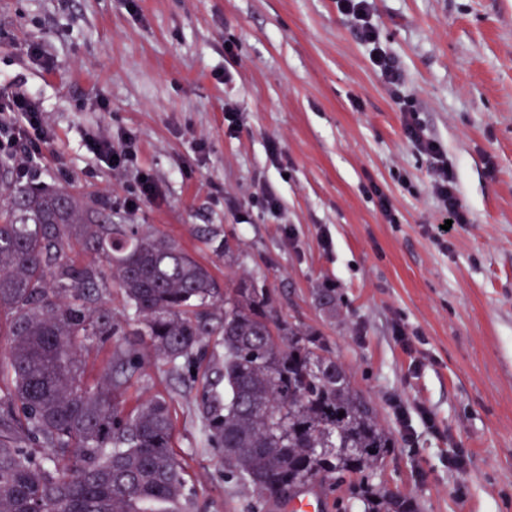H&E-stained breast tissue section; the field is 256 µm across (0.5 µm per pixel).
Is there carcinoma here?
I'll return each mask as SVG.
<instances>
[{"label": "carcinoma", "instance_id": "carcinoma-1", "mask_svg": "<svg viewBox=\"0 0 512 512\" xmlns=\"http://www.w3.org/2000/svg\"><path fill=\"white\" fill-rule=\"evenodd\" d=\"M0 512H184L194 492L173 452L169 403L126 408L140 347L198 385L203 445L224 477L252 495L251 512L289 508L319 486L336 512H420L378 480L396 448L375 405L354 388L324 339L281 319L268 289L219 283L180 245L114 224L106 203L26 185L0 169ZM133 321L102 304L101 267ZM210 336L224 346L215 373L186 376ZM113 346L88 383L82 351ZM344 415H339V412ZM65 462L52 467L43 453Z\"/></svg>", "mask_w": 512, "mask_h": 512}]
</instances>
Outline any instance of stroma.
<instances>
[{"label": "stroma", "mask_w": 512, "mask_h": 512, "mask_svg": "<svg viewBox=\"0 0 512 512\" xmlns=\"http://www.w3.org/2000/svg\"><path fill=\"white\" fill-rule=\"evenodd\" d=\"M372 14L454 169L468 221L449 234L434 161L336 0H0V85L35 94L55 133L31 182L106 199L113 223L256 281L324 336L396 441L389 486L421 512H512V0H373ZM97 135L133 137L136 168L112 170ZM142 172L156 192L127 210ZM144 361L122 400L169 402L189 512H246L201 442L195 389Z\"/></svg>", "instance_id": "1"}]
</instances>
